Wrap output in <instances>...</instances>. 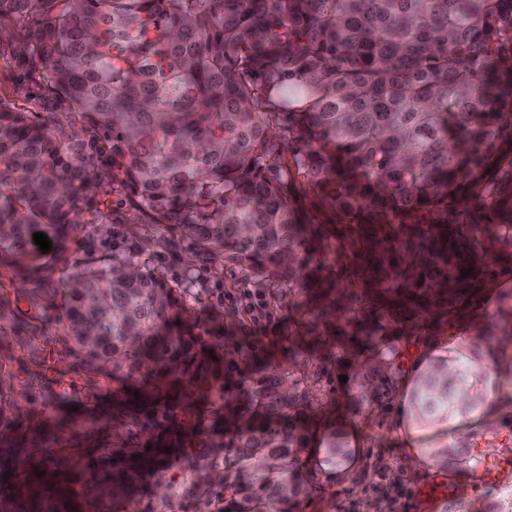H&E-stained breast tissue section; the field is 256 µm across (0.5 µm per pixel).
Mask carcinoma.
<instances>
[{
    "label": "carcinoma",
    "mask_w": 512,
    "mask_h": 512,
    "mask_svg": "<svg viewBox=\"0 0 512 512\" xmlns=\"http://www.w3.org/2000/svg\"><path fill=\"white\" fill-rule=\"evenodd\" d=\"M29 21L18 55L71 111L0 99V336L45 310L118 192L275 285L294 359L264 364L133 257L70 266L60 355L89 397L119 387L67 448L0 422V512H118L170 460L216 488L208 512H298L297 462L338 411L324 364L365 369L371 394L512 275V0H0V39ZM500 306L512 336V292ZM481 383L467 356L441 361L412 410L472 412Z\"/></svg>",
    "instance_id": "cac0c4a2"
}]
</instances>
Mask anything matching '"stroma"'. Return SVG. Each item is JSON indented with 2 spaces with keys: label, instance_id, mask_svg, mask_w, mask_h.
<instances>
[{
  "label": "stroma",
  "instance_id": "1",
  "mask_svg": "<svg viewBox=\"0 0 512 512\" xmlns=\"http://www.w3.org/2000/svg\"><path fill=\"white\" fill-rule=\"evenodd\" d=\"M21 39L17 26L0 39V97L28 112L65 111L45 69L15 67L13 48ZM118 255L145 262L173 287L189 288L202 298L208 313L240 311L249 303L264 302L265 316L235 324L233 333L266 346L272 362L286 360L280 340L288 328V308L276 304L270 283L199 254L192 238L164 224L85 225L71 243L68 259L97 267ZM55 318V312H48L32 320L27 336L0 338V357L10 359L15 374L14 382L0 384V407L10 408L18 400L31 414L75 421L89 399L78 363L59 356ZM26 343L38 351V360H30L23 351ZM467 349L479 360L488 352L496 354L484 401L472 415L431 423L417 420L409 402L411 391L398 377L376 380L379 398L375 401L367 400L355 380L338 383L336 393L346 408L342 425L348 455L340 462L321 450L302 455L312 489L301 512H392L390 501L371 490L381 476L390 482H406L417 494L427 486L451 487L450 496L432 504L431 512H512V483L478 481L475 470L447 457L448 449L469 437L499 429L512 431V345L488 337L485 321L479 318L460 332H447L442 343L430 350L429 359L437 362ZM28 372L40 373V380L20 387V379ZM61 378L66 381L62 387L57 384ZM407 432L414 435L411 452L403 443ZM171 469L176 480L167 498L155 495L153 476H144L128 512H203L209 488L193 483L179 463H172Z\"/></svg>",
  "mask_w": 512,
  "mask_h": 512
}]
</instances>
